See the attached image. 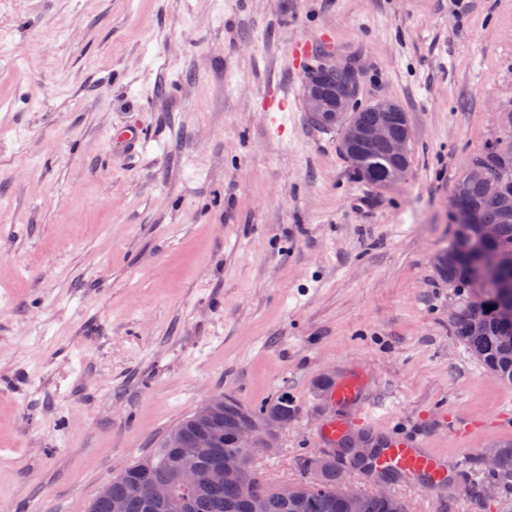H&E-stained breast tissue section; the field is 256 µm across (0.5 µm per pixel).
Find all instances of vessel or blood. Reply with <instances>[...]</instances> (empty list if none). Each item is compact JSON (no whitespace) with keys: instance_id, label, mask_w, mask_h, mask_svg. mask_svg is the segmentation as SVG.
<instances>
[{"instance_id":"1","label":"vessel or blood","mask_w":512,"mask_h":512,"mask_svg":"<svg viewBox=\"0 0 512 512\" xmlns=\"http://www.w3.org/2000/svg\"><path fill=\"white\" fill-rule=\"evenodd\" d=\"M363 420L364 417L360 414L347 418H332L323 424L320 434L328 443L333 444L340 441ZM373 466L380 471L395 470L410 476L425 475L434 488L448 480V468L440 455L402 437L388 438Z\"/></svg>"}]
</instances>
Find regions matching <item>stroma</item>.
<instances>
[{"label": "stroma", "instance_id": "35a3bbf8", "mask_svg": "<svg viewBox=\"0 0 512 512\" xmlns=\"http://www.w3.org/2000/svg\"><path fill=\"white\" fill-rule=\"evenodd\" d=\"M298 40L406 110L403 180L357 179L310 123ZM0 48V512H86L215 393L287 394L255 468L311 480L322 424L358 412L318 382L352 374L363 433L463 462L442 490L388 482L408 512H512L471 493L512 385L454 335L433 266L512 111V0H0Z\"/></svg>", "mask_w": 512, "mask_h": 512}]
</instances>
